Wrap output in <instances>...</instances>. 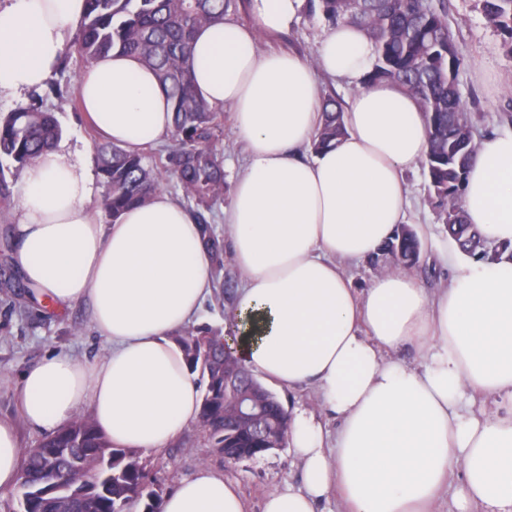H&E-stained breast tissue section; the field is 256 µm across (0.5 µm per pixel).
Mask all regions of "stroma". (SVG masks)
<instances>
[{
	"instance_id": "1",
	"label": "stroma",
	"mask_w": 512,
	"mask_h": 512,
	"mask_svg": "<svg viewBox=\"0 0 512 512\" xmlns=\"http://www.w3.org/2000/svg\"><path fill=\"white\" fill-rule=\"evenodd\" d=\"M327 26L319 8L305 4L286 32L263 34L262 46L311 59ZM448 27L466 57L458 74V88L476 133L511 131L512 55L504 48V35L486 22L477 0H448ZM39 94L44 107L55 112L62 126L63 142L81 151L87 164H94L100 138L83 112L61 104L49 87L40 89ZM406 183L407 212L413 228L426 242L421 262L412 272L424 288L434 292L444 287L449 278L447 269L435 262L437 246L446 242L448 234L431 201L423 167L408 172ZM240 280L241 272L232 258H225L224 269L214 279L212 294L198 315V325L230 335V328L224 324V309L230 305ZM107 351L108 345L96 334L85 304H75L62 312L35 304L26 316L20 317L0 297V418L17 419L20 377L45 355L65 353L91 360ZM140 460L163 495L201 467L222 473L237 485L249 512H262L268 494L301 481L296 449L284 446L251 460L228 464L215 454L207 431L197 421L169 447L141 452Z\"/></svg>"
}]
</instances>
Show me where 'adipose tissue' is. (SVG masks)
<instances>
[{
    "label": "adipose tissue",
    "mask_w": 512,
    "mask_h": 512,
    "mask_svg": "<svg viewBox=\"0 0 512 512\" xmlns=\"http://www.w3.org/2000/svg\"><path fill=\"white\" fill-rule=\"evenodd\" d=\"M303 0H252L253 23L198 29L195 86L214 108H232L246 145L243 173L224 211V237L242 278L228 319L237 354L277 387L313 388L319 414L294 412L289 447L301 482L270 494L262 512H320L329 494L342 512H434L450 476L457 512H512V255L475 260L457 244L445 288L429 293L404 270L352 288L344 265L378 251L407 223L405 174L429 150L416 100L397 86L364 85L373 45L352 24L328 27L315 61L262 51L258 37L285 30ZM86 0H0V95L41 89L60 65ZM356 88L347 134L313 159L302 155L320 122V74ZM84 112L105 138L140 151L172 127L152 70L114 53L77 84ZM94 182L59 144L23 177L14 261L54 310L87 304L108 345L100 359L44 356L21 377L20 411L53 432L82 408L116 448L167 447L199 416L194 377L176 342L212 291L211 261L192 210L168 192L111 224L90 209ZM463 209L491 242L512 244V132L478 143ZM414 348L406 364L387 354ZM507 410L474 412L466 392ZM337 422L325 438L321 417ZM21 448L0 420V491L17 487ZM159 512H248L237 486L200 468Z\"/></svg>",
    "instance_id": "adipose-tissue-1"
}]
</instances>
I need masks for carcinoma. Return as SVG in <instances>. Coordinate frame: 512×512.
<instances>
[{
	"instance_id": "1",
	"label": "carcinoma",
	"mask_w": 512,
	"mask_h": 512,
	"mask_svg": "<svg viewBox=\"0 0 512 512\" xmlns=\"http://www.w3.org/2000/svg\"><path fill=\"white\" fill-rule=\"evenodd\" d=\"M484 18L507 35L512 54V0H477ZM325 20L362 28L375 50L368 82H389L415 98L425 113L429 151L423 168L432 203L448 235L467 255L477 259L500 256L508 244L489 245L478 229L464 220L461 187L468 167L448 164L458 141L475 142L473 125L464 116L457 76L465 64L448 28V0H364L359 9L348 0H318ZM245 0H87V12L73 43L92 62L116 51L134 55L156 75L173 112L171 145L166 168L195 203L198 224L211 256L212 269L224 268V238L216 233L206 212L224 195V168L216 148L223 133L224 112L211 107L196 92L191 42L197 28L231 18ZM322 124L313 140L320 149L346 135L342 104L322 100ZM54 113L34 101L0 114V156L20 171L61 138ZM97 173L105 187L101 208L116 220L125 208L145 203L157 189L159 168L141 152L105 141L98 146ZM399 256L407 265L420 260L413 231L398 228L382 256ZM10 309L23 316L35 302L33 286L10 278L0 283ZM191 371L204 386L200 418L218 452L238 448L240 455L259 447L249 431L224 430V335L210 327L190 328L177 339ZM263 409L271 426H278L285 408L272 394ZM18 492L24 512H130L145 501L144 512H157L159 493L147 490V475L138 451L114 448L96 429L89 414L77 415L28 449L21 463Z\"/></svg>"
}]
</instances>
